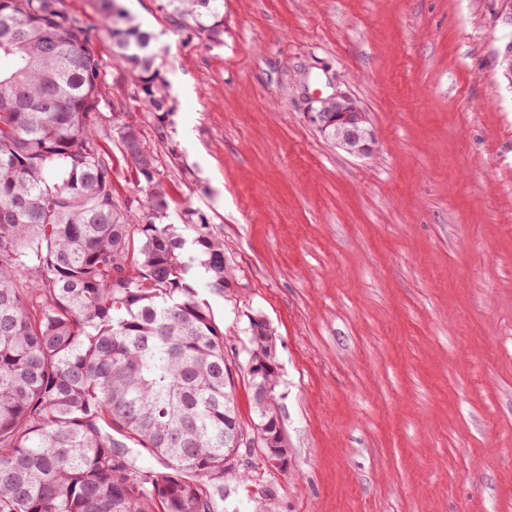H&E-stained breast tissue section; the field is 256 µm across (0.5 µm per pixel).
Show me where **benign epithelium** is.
Returning a JSON list of instances; mask_svg holds the SVG:
<instances>
[{
	"mask_svg": "<svg viewBox=\"0 0 512 512\" xmlns=\"http://www.w3.org/2000/svg\"><path fill=\"white\" fill-rule=\"evenodd\" d=\"M498 59L503 76L512 83V39L503 41L498 50ZM309 122L322 134H334L336 145L351 153L363 155L370 151L372 132L364 110L345 95L336 94L318 98L317 106L309 107ZM266 447L270 448L269 464L280 471L288 469V448L281 435L264 436Z\"/></svg>",
	"mask_w": 512,
	"mask_h": 512,
	"instance_id": "obj_1",
	"label": "benign epithelium"
}]
</instances>
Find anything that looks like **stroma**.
<instances>
[{"label": "stroma", "mask_w": 512, "mask_h": 512, "mask_svg": "<svg viewBox=\"0 0 512 512\" xmlns=\"http://www.w3.org/2000/svg\"><path fill=\"white\" fill-rule=\"evenodd\" d=\"M155 35L164 120L129 100L98 0L93 34L162 164L173 213L204 214L237 281L195 283L239 362L270 323L288 469L252 458L226 512H512V33L500 0H224V42L120 0ZM352 98L357 156L309 122Z\"/></svg>", "instance_id": "35a3bbf8"}]
</instances>
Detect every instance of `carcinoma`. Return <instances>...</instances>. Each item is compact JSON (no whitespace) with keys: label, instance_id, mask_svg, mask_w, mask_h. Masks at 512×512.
<instances>
[{"label":"carcinoma","instance_id":"cac0c4a2","mask_svg":"<svg viewBox=\"0 0 512 512\" xmlns=\"http://www.w3.org/2000/svg\"><path fill=\"white\" fill-rule=\"evenodd\" d=\"M129 97L158 116L155 36L99 0ZM172 24L224 41V0H159ZM64 0H0V512H222L246 439L279 426V370H246L255 417L232 398L228 341L193 284L233 287L224 239L181 225L156 183L159 155ZM115 137L144 196L115 193ZM248 360L276 364L248 318ZM137 446L158 470L138 464Z\"/></svg>","mask_w":512,"mask_h":512}]
</instances>
